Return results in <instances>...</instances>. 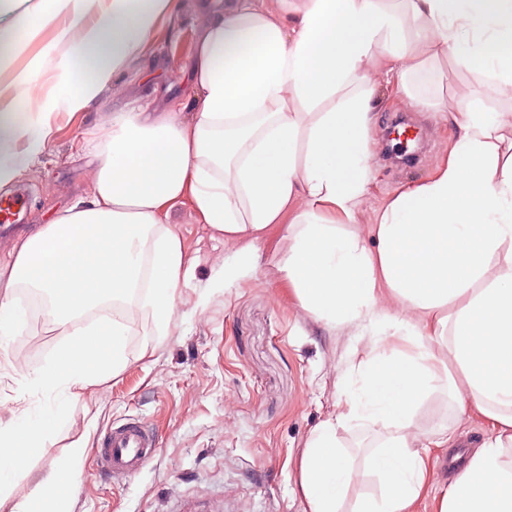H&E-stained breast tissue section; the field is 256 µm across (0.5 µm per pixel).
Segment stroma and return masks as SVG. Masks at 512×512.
I'll use <instances>...</instances> for the list:
<instances>
[{"instance_id":"1","label":"stroma","mask_w":512,"mask_h":512,"mask_svg":"<svg viewBox=\"0 0 512 512\" xmlns=\"http://www.w3.org/2000/svg\"><path fill=\"white\" fill-rule=\"evenodd\" d=\"M202 2L179 0L176 11L159 22L145 55L110 75L95 100L79 111L68 105L79 78L62 76L72 44H54V30L48 27L15 55L9 77L34 74L42 94L17 96L13 112L31 121L48 118L51 125L43 154L23 166L8 188L28 199L18 226L35 229L75 202L90 200L93 147L111 136L114 113L141 106L162 111L194 99L191 68L209 18ZM428 90L447 96L451 105L474 99L492 111H512V100L498 95L488 75L451 61L443 63ZM375 97L379 110L370 116L368 138L375 163L356 216L365 231L399 192L434 173L459 134L453 108L436 112L410 103L393 82L379 87ZM402 114L424 133L420 160L410 167L386 158L391 149L386 131ZM168 222L191 268L180 290L179 312L149 340L143 333L151 329V319L135 312L126 368L72 404L71 421L57 429L29 467L43 471L65 458L78 440L91 452L113 421L134 417L156 430V456L128 477L100 473L89 455L70 492L71 512H170L172 502L183 496L197 503L198 512H212L218 503L231 512H305L297 484L301 452L312 431L335 413L351 381V365L369 344L352 327H326L300 306L279 269L288 249L285 225H271L258 243L252 278L221 287L213 283L215 263L227 246L202 222L192 197L171 208ZM16 339L26 349L24 366L0 356L3 420L16 409L17 396L32 406L43 404L42 394L24 390L23 382L63 336L46 321L28 319ZM147 340L153 349L146 353ZM413 421L427 435L450 429L462 449L480 447L491 434L477 412L459 409L437 392L422 399Z\"/></svg>"}]
</instances>
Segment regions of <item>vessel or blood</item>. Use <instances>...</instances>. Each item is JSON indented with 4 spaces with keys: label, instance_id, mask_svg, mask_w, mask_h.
Instances as JSON below:
<instances>
[{
    "label": "vessel or blood",
    "instance_id": "b4317fda",
    "mask_svg": "<svg viewBox=\"0 0 512 512\" xmlns=\"http://www.w3.org/2000/svg\"><path fill=\"white\" fill-rule=\"evenodd\" d=\"M159 442L152 427L135 418L112 423L100 438L97 461L101 471L134 475L157 454Z\"/></svg>",
    "mask_w": 512,
    "mask_h": 512
}]
</instances>
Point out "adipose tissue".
Listing matches in <instances>:
<instances>
[{"label": "adipose tissue", "mask_w": 512, "mask_h": 512, "mask_svg": "<svg viewBox=\"0 0 512 512\" xmlns=\"http://www.w3.org/2000/svg\"><path fill=\"white\" fill-rule=\"evenodd\" d=\"M49 2L24 35L0 31V69L55 28L56 41L73 42L83 78L69 100L75 110L144 52L176 6L105 0L87 23L85 0ZM449 58L492 74L498 92L512 96V0H232L200 38L190 113H114L88 205L20 236L0 261V351L24 323L13 301L20 287L46 296L45 319L65 337L33 378L47 403L0 421V512H69L83 442L28 498L10 490L69 420L71 402L125 369L126 306L145 310L157 334L178 312L189 269L165 219L187 194L225 240H250L219 259L227 283L253 276L254 243L294 212L280 265L297 300L319 321L356 327L370 340L336 416L302 452L306 512H342L365 471L382 490L354 512H416L433 487L425 445L453 442L447 429L427 437L412 421L419 401L439 389L472 405L492 434L451 479L437 512H512V155L498 153L507 119L459 106L448 161L377 214L376 248L354 226L371 170L376 86L396 79L419 102L429 73ZM17 89L0 84V189L43 152L50 133L47 122L11 112ZM350 426L374 441L359 465L338 435Z\"/></svg>", "instance_id": "ef3b65f1"}]
</instances>
